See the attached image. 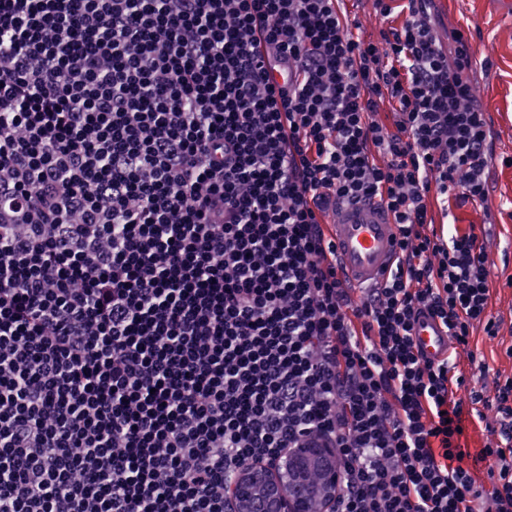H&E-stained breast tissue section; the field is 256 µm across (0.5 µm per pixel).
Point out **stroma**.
I'll use <instances>...</instances> for the list:
<instances>
[{
  "label": "stroma",
  "mask_w": 512,
  "mask_h": 512,
  "mask_svg": "<svg viewBox=\"0 0 512 512\" xmlns=\"http://www.w3.org/2000/svg\"><path fill=\"white\" fill-rule=\"evenodd\" d=\"M440 39L454 31L469 36L477 61L475 94L492 122L493 161L487 172L490 195L485 203L451 201L448 210L434 209L436 223L451 229L469 224L491 227L490 257L503 274L492 284L493 310L512 313V17L501 15L493 0H435Z\"/></svg>",
  "instance_id": "35a3bbf8"
}]
</instances>
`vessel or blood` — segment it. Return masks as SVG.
I'll use <instances>...</instances> for the list:
<instances>
[{
  "instance_id": "obj_1",
  "label": "vessel or blood",
  "mask_w": 512,
  "mask_h": 512,
  "mask_svg": "<svg viewBox=\"0 0 512 512\" xmlns=\"http://www.w3.org/2000/svg\"><path fill=\"white\" fill-rule=\"evenodd\" d=\"M334 233L338 258L356 285H372L389 272L397 251L396 228L376 202L344 206ZM414 342L434 361L450 357L453 350L447 329L429 315L421 316L416 322Z\"/></svg>"
}]
</instances>
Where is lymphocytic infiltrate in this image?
Segmentation results:
<instances>
[{"instance_id":"1","label":"lymphocytic infiltrate","mask_w":512,"mask_h":512,"mask_svg":"<svg viewBox=\"0 0 512 512\" xmlns=\"http://www.w3.org/2000/svg\"><path fill=\"white\" fill-rule=\"evenodd\" d=\"M0 0V507L236 512L226 482L329 448L334 512H512V374L462 443L451 360L496 337L493 159L463 32L434 0ZM389 122L377 118L381 104ZM375 200L390 273L339 272L341 206ZM413 334L417 348L427 358L440 361L450 357L453 342L438 319L430 315L421 316L415 324Z\"/></svg>"}]
</instances>
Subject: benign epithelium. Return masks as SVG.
Returning a JSON list of instances; mask_svg holds the SVG:
<instances>
[{"label": "benign epithelium", "instance_id": "obj_1", "mask_svg": "<svg viewBox=\"0 0 512 512\" xmlns=\"http://www.w3.org/2000/svg\"><path fill=\"white\" fill-rule=\"evenodd\" d=\"M336 459L329 448H291L267 472L251 469L227 485L239 512H313L314 502L329 508L339 491Z\"/></svg>", "mask_w": 512, "mask_h": 512}]
</instances>
